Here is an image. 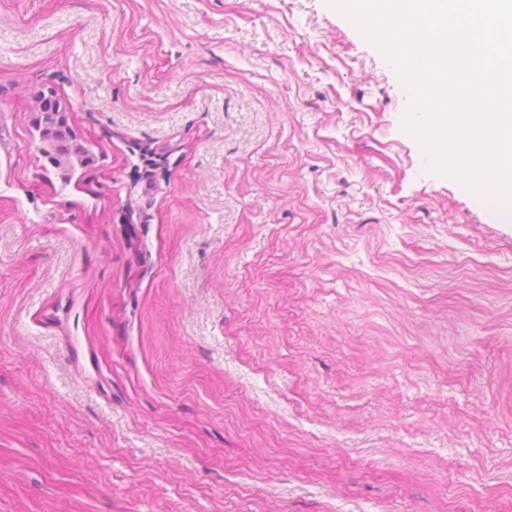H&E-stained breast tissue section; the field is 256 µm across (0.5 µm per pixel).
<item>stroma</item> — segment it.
<instances>
[{"label":"stroma","mask_w":512,"mask_h":512,"mask_svg":"<svg viewBox=\"0 0 512 512\" xmlns=\"http://www.w3.org/2000/svg\"><path fill=\"white\" fill-rule=\"evenodd\" d=\"M409 105L327 0H0V512H512V224Z\"/></svg>","instance_id":"35a3bbf8"}]
</instances>
